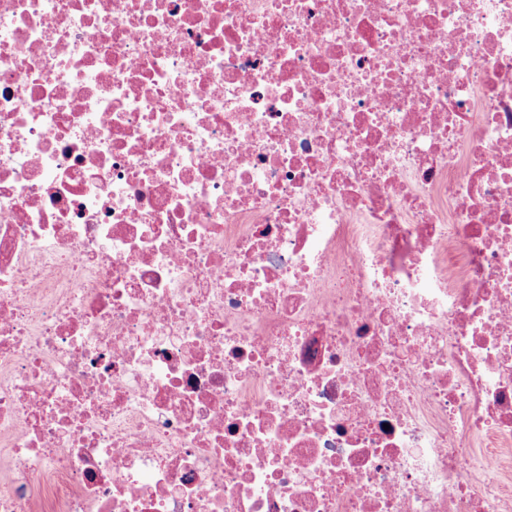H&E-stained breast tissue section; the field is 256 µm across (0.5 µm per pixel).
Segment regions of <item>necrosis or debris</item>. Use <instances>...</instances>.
I'll return each mask as SVG.
<instances>
[{
	"instance_id": "1",
	"label": "necrosis or debris",
	"mask_w": 512,
	"mask_h": 512,
	"mask_svg": "<svg viewBox=\"0 0 512 512\" xmlns=\"http://www.w3.org/2000/svg\"><path fill=\"white\" fill-rule=\"evenodd\" d=\"M0 512H512V0H0Z\"/></svg>"
}]
</instances>
